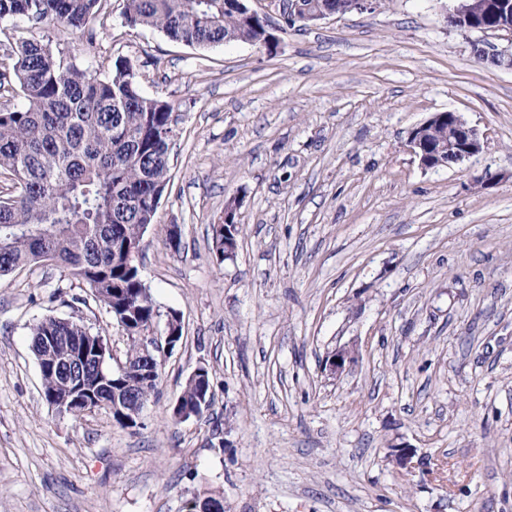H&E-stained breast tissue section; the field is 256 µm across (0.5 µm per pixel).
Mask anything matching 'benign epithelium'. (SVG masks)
Listing matches in <instances>:
<instances>
[{
  "mask_svg": "<svg viewBox=\"0 0 512 512\" xmlns=\"http://www.w3.org/2000/svg\"><path fill=\"white\" fill-rule=\"evenodd\" d=\"M268 10L280 18H288L305 26L314 24L334 14L329 9L313 11L303 0H267ZM448 27L482 33L506 31L512 33V0H457L453 9L446 13ZM478 51L501 63L504 69H512V51H498L492 45H474ZM410 146L422 166L447 167L462 162L483 147L477 130L467 124L456 112L432 115L411 132ZM235 224L229 214H224V258L229 259L237 248ZM182 338L180 319H167L165 345L172 348ZM353 360L352 351L341 349L331 354L325 369L332 375L341 373L346 362ZM191 512H224V501L205 498L190 504Z\"/></svg>",
  "mask_w": 512,
  "mask_h": 512,
  "instance_id": "benign-epithelium-1",
  "label": "benign epithelium"
}]
</instances>
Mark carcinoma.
Instances as JSON below:
<instances>
[{"mask_svg":"<svg viewBox=\"0 0 512 512\" xmlns=\"http://www.w3.org/2000/svg\"><path fill=\"white\" fill-rule=\"evenodd\" d=\"M316 7L355 11L353 0H309ZM102 0H0V21L22 16L39 29L53 21L79 33L100 13ZM130 27H151L191 46L245 42L275 52L257 19L241 20L231 0H126ZM19 87L22 105L0 111V173L13 192L0 197V277L50 262L90 288L107 312L129 309L126 333L158 317L149 288L135 263L142 232L154 223L169 178L174 131L173 106L143 94L124 57L111 61L99 78L67 63L50 41L32 35L3 48L0 93ZM83 325L55 317L31 328V347L59 336L91 344ZM43 396L53 406L64 397L60 373H40ZM97 386L88 411H111L112 421L130 428L115 403L148 400L157 383L134 389L125 382L87 373Z\"/></svg>","mask_w":512,"mask_h":512,"instance_id":"cac0c4a2","label":"carcinoma"}]
</instances>
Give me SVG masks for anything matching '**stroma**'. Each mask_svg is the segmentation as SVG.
<instances>
[{"label": "stroma", "instance_id": "35a3bbf8", "mask_svg": "<svg viewBox=\"0 0 512 512\" xmlns=\"http://www.w3.org/2000/svg\"><path fill=\"white\" fill-rule=\"evenodd\" d=\"M453 5L375 0L279 33L273 53L128 27L125 0H106L91 40L42 26L65 61L98 74L125 57L174 107L170 183L136 263L154 337L175 311L182 338L157 354L140 427L60 415L31 327L80 322L114 368L130 340L62 268L0 277V512H185L205 497L224 512H512V70L473 53L512 34L449 28ZM438 112L460 113L482 151L422 166L410 133ZM234 197L241 233L219 263L211 224ZM340 349L354 358L334 376ZM200 366L213 403L174 421Z\"/></svg>", "mask_w": 512, "mask_h": 512}]
</instances>
